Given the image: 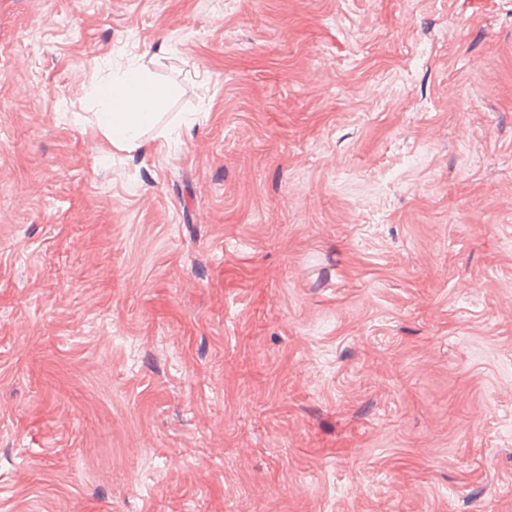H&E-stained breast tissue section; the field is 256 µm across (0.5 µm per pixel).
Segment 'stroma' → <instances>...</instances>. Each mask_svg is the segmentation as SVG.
<instances>
[{
	"label": "stroma",
	"instance_id": "stroma-1",
	"mask_svg": "<svg viewBox=\"0 0 512 512\" xmlns=\"http://www.w3.org/2000/svg\"><path fill=\"white\" fill-rule=\"evenodd\" d=\"M465 504L512 512V0H0V512ZM96 93L104 106L100 122L112 134V141L134 146L143 131L154 124V107L166 101V93L139 69L117 83L97 86Z\"/></svg>",
	"mask_w": 512,
	"mask_h": 512
}]
</instances>
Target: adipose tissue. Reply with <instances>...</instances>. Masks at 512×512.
I'll use <instances>...</instances> for the list:
<instances>
[{"mask_svg": "<svg viewBox=\"0 0 512 512\" xmlns=\"http://www.w3.org/2000/svg\"><path fill=\"white\" fill-rule=\"evenodd\" d=\"M96 93L103 102L101 124L113 140L128 145L136 144L154 124L155 108L166 100L165 92L139 70L119 82L97 86Z\"/></svg>", "mask_w": 512, "mask_h": 512, "instance_id": "adipose-tissue-1", "label": "adipose tissue"}]
</instances>
